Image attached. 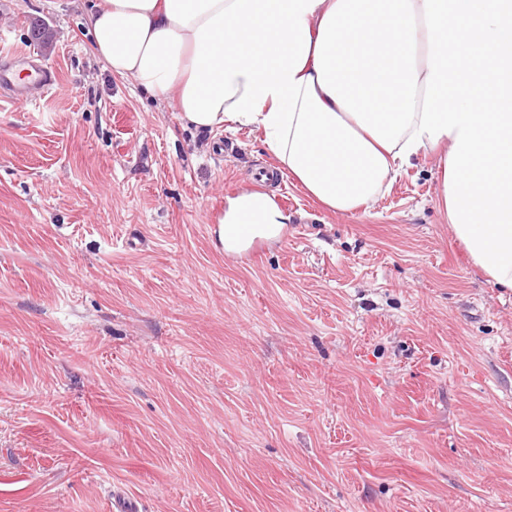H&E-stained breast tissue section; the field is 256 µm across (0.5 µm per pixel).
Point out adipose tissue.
Returning a JSON list of instances; mask_svg holds the SVG:
<instances>
[{
	"instance_id": "1",
	"label": "adipose tissue",
	"mask_w": 512,
	"mask_h": 512,
	"mask_svg": "<svg viewBox=\"0 0 512 512\" xmlns=\"http://www.w3.org/2000/svg\"><path fill=\"white\" fill-rule=\"evenodd\" d=\"M93 50L195 130L259 132L332 214L367 208L423 154L470 262L512 290V0H97ZM225 253L289 221L225 197Z\"/></svg>"
}]
</instances>
